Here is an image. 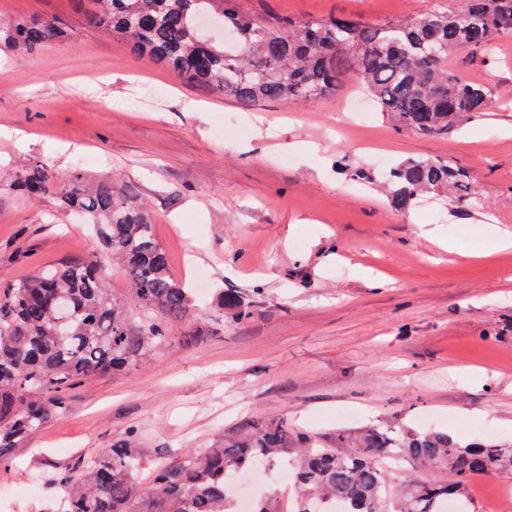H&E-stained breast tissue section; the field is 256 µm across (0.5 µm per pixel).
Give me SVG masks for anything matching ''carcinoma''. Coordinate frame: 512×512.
Returning <instances> with one entry per match:
<instances>
[{
	"label": "carcinoma",
	"instance_id": "1",
	"mask_svg": "<svg viewBox=\"0 0 512 512\" xmlns=\"http://www.w3.org/2000/svg\"><path fill=\"white\" fill-rule=\"evenodd\" d=\"M220 17L237 31L234 51L204 39L197 17ZM87 24L124 40L141 58L186 80L215 87L242 105L291 103L339 90L355 74L362 89L396 126L421 136L446 135L462 118L484 114L493 91L459 78L452 52L492 50L512 36V0H438L420 17L376 25L348 16L316 20H258L233 0H99ZM62 22L35 18L0 30V41L37 50L65 36ZM382 181L392 205L408 210L424 191L448 194L477 209L468 171L441 162L408 159ZM28 197L53 195L92 225L99 250L68 259L22 280L0 274V464L40 425L64 410L71 386L124 371L162 351L175 322L197 319L190 289L171 270L149 213L110 177L94 185L83 177L59 180L45 164L15 174ZM120 262L129 295L109 294L108 266ZM71 299V317L55 321L53 299ZM412 460L446 470L448 484L420 480L410 494L386 498L389 475L378 461ZM261 459L288 462L296 487L294 512H444L448 491L461 494L474 478L512 473V448L493 442L463 444L446 433L410 431L382 423L360 433L339 431L322 446L286 421L247 425L189 457L157 466L151 492L138 494L143 461L135 437L84 466L79 477L56 478L61 512H234L231 477Z\"/></svg>",
	"mask_w": 512,
	"mask_h": 512
}]
</instances>
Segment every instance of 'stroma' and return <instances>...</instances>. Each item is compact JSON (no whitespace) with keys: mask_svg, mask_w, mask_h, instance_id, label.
I'll return each instance as SVG.
<instances>
[{"mask_svg":"<svg viewBox=\"0 0 512 512\" xmlns=\"http://www.w3.org/2000/svg\"><path fill=\"white\" fill-rule=\"evenodd\" d=\"M259 18L347 15L384 24L434 0H236ZM91 0H0V22L53 18L68 37L35 51L0 44V273L15 279L96 249L55 197L25 198L7 179L35 162L61 179L112 176L154 215L173 273L200 316L140 366L65 394L0 468V512H51L52 475L137 436L146 469L210 447L248 422L283 419L325 440L396 420L512 444V38L449 66L489 86L481 117L438 136L356 118L361 91L242 106L219 90L134 57L87 25ZM244 116L238 134L227 116ZM30 138L22 149L4 130ZM430 159L467 170L483 206L429 194L396 210L376 187L350 189L342 161L371 168ZM454 242L456 251L437 245ZM242 296L221 309L218 291ZM473 512H512V478L472 480Z\"/></svg>","mask_w":512,"mask_h":512,"instance_id":"obj_1","label":"stroma"}]
</instances>
